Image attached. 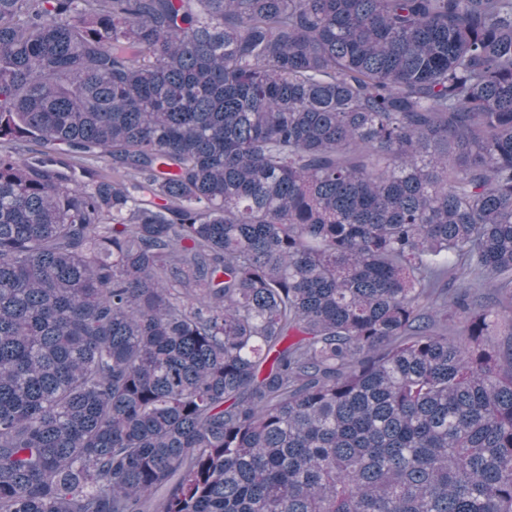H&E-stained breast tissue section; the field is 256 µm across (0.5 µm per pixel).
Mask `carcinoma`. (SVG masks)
<instances>
[{
    "label": "carcinoma",
    "mask_w": 512,
    "mask_h": 512,
    "mask_svg": "<svg viewBox=\"0 0 512 512\" xmlns=\"http://www.w3.org/2000/svg\"><path fill=\"white\" fill-rule=\"evenodd\" d=\"M505 321L512 0H0V512H512Z\"/></svg>",
    "instance_id": "cac0c4a2"
}]
</instances>
